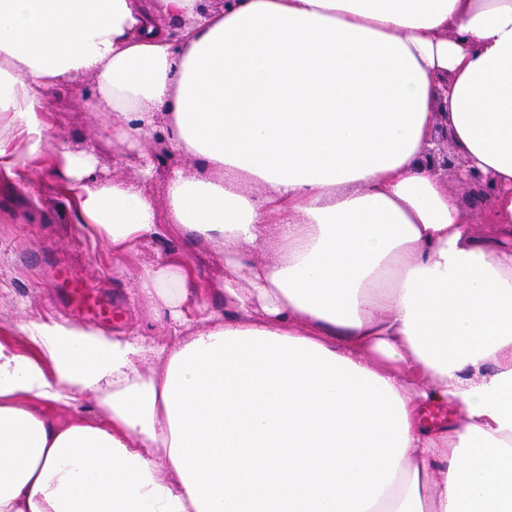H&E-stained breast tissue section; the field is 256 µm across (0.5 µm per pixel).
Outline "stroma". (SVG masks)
I'll list each match as a JSON object with an SVG mask.
<instances>
[{
  "instance_id": "obj_1",
  "label": "stroma",
  "mask_w": 512,
  "mask_h": 512,
  "mask_svg": "<svg viewBox=\"0 0 512 512\" xmlns=\"http://www.w3.org/2000/svg\"><path fill=\"white\" fill-rule=\"evenodd\" d=\"M93 76L80 77L76 84L51 93L48 101L49 136L52 141L79 148L95 142L100 168L118 179L131 182L138 176L132 161L101 128L111 122V114L95 115L84 107L82 92L92 87ZM48 174L38 169L27 182L0 177V339L11 342L21 353H32L26 336L13 323L23 317L41 318L107 334L135 332L145 339L163 342L167 324L152 305L130 293L140 262L161 244L144 241L120 260L93 241L77 220L74 208L55 191L43 188ZM164 245L183 252L189 259L196 280L207 288V302L216 315L224 313V264L214 250L190 245L176 232ZM69 270L96 285L105 298L121 307V324L84 317L69 305L56 273Z\"/></svg>"
}]
</instances>
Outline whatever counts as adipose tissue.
Segmentation results:
<instances>
[{
  "label": "adipose tissue",
  "mask_w": 512,
  "mask_h": 512,
  "mask_svg": "<svg viewBox=\"0 0 512 512\" xmlns=\"http://www.w3.org/2000/svg\"><path fill=\"white\" fill-rule=\"evenodd\" d=\"M86 74L136 182L49 142ZM443 84L483 237L421 163ZM158 111L196 171L151 162ZM40 163L113 256L217 249L224 316L171 252L134 288L166 342L21 319L0 512H512V0H0V176Z\"/></svg>",
  "instance_id": "1"
}]
</instances>
